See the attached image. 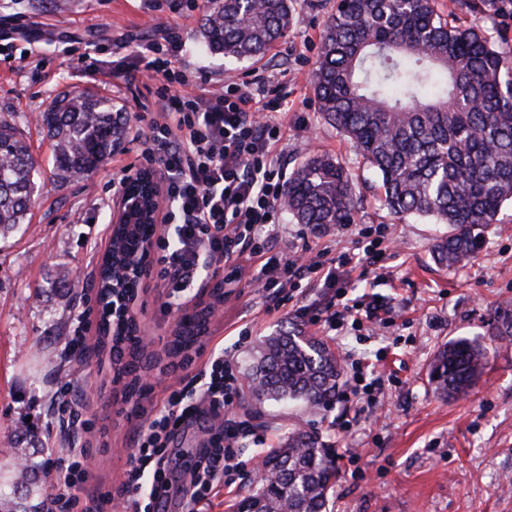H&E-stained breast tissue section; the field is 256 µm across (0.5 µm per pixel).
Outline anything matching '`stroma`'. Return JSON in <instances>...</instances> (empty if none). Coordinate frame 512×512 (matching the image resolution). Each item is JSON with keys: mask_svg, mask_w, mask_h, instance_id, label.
Masks as SVG:
<instances>
[{"mask_svg": "<svg viewBox=\"0 0 512 512\" xmlns=\"http://www.w3.org/2000/svg\"><path fill=\"white\" fill-rule=\"evenodd\" d=\"M488 0H438L443 15L476 23L512 66V19L491 12ZM336 0H297L293 24L265 58L236 62L210 53L197 39L198 16L157 11L153 0H0V116L14 118L28 138L40 176H49L51 147L38 117L62 92L86 89L133 116L155 102L156 81L128 82L134 46L159 36L162 25L179 27L185 48L178 65L205 72L216 83L256 81L288 103V167L312 152L336 154L358 170L361 200L355 223L315 235L287 214L279 222L289 244L317 250L326 245L355 252L368 228L383 229L381 259L349 276L351 302L380 299L394 322L345 325L333 331L311 322L300 307L323 308L330 289L311 282L297 293V307L266 312L247 284L221 307L210 330L191 352L189 368L165 357L176 321L187 302L158 290L140 293L134 307L142 330L154 338L151 379L175 384L202 368L213 351L238 344L240 373L253 362L254 347L279 330L317 336L339 354L374 360L381 392L373 405L336 400L312 413L299 403L253 407L241 391L232 418L244 433L237 452L239 473L201 504L200 512H231L246 495L254 467L288 432H318L337 456L339 477L329 512H512V344L493 340L488 323L494 308L512 302V205L484 231L481 251L465 267L436 264L432 245L441 225L391 214L374 190L375 175L336 129L322 118L311 85L321 36ZM77 42L99 71L90 81L65 50ZM144 133L129 131L125 142L85 180L47 186L28 224L0 237V480H10L19 454L43 463L47 448L66 428L57 412L56 391L70 382L71 407L87 422L80 440L90 441V491L111 495L106 512H124L119 492L128 457L149 415L159 412L162 389L127 402L108 354L88 333L84 352L66 354L75 306L95 304L90 274L112 232V182L121 167L142 168ZM469 338L488 350L472 391L445 400L429 380L430 364L450 340ZM350 432H342L343 424ZM224 424L223 415L202 411L171 438L173 481L154 512H185L184 489L201 448Z\"/></svg>", "mask_w": 512, "mask_h": 512, "instance_id": "1", "label": "stroma"}]
</instances>
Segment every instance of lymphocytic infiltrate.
Returning a JSON list of instances; mask_svg holds the SVG:
<instances>
[{
    "label": "lymphocytic infiltrate",
    "instance_id": "1",
    "mask_svg": "<svg viewBox=\"0 0 512 512\" xmlns=\"http://www.w3.org/2000/svg\"><path fill=\"white\" fill-rule=\"evenodd\" d=\"M177 30L137 52L139 73L162 77L156 89L160 109L149 122V136L160 153L167 234L155 242L157 278L176 296L208 275L225 283L250 274L266 310L287 306L289 292L304 279L324 273L339 303L324 323L336 327L356 313L339 270L372 265V247L362 254L288 255L280 249L278 212L288 182V110L284 99L269 96L256 82H230L201 94L183 93L184 77L173 65L183 52ZM239 397L234 356L221 349L191 378L188 390L172 391L163 410L138 436L123 483L126 512H152L170 488L168 442L198 411L199 402L215 410L232 408ZM237 434L225 430L202 451L188 489L187 512L229 474ZM92 451L76 441L48 452L52 474L50 512H104L97 498L81 497L90 477Z\"/></svg>",
    "mask_w": 512,
    "mask_h": 512
}]
</instances>
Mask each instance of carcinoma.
<instances>
[{
	"label": "carcinoma",
	"instance_id": "carcinoma-1",
	"mask_svg": "<svg viewBox=\"0 0 512 512\" xmlns=\"http://www.w3.org/2000/svg\"><path fill=\"white\" fill-rule=\"evenodd\" d=\"M293 0H204L198 32L207 49L236 60L263 58L290 27ZM506 62L475 26L444 17L436 0H339L325 24L311 84L325 122L348 139L375 171L383 205L401 217L448 225L433 246L448 268L467 264L483 246V231L512 201V78ZM51 142L57 186L99 168L121 146L123 112L90 91L74 90L41 113ZM36 166L15 123L0 117V233L26 222L34 203ZM357 174L329 154H312L288 178L282 206L297 223L320 234L356 220ZM148 220L112 233L107 260L93 279L102 290L120 278L147 239ZM216 285L209 307L175 329L174 343L205 333L208 308L223 302ZM490 335L512 343V303L493 312ZM100 349L135 389L141 358L132 336L112 327L101 305ZM487 348L458 338L437 353L430 371L435 391L467 395L487 361ZM339 356L302 331L281 330L262 341L247 374L252 402L301 401L316 412L330 407L342 381ZM41 467L21 460L9 487L18 512H45ZM338 470L316 432L295 429L264 456L251 493L233 512H327Z\"/></svg>",
	"mask_w": 512,
	"mask_h": 512
}]
</instances>
